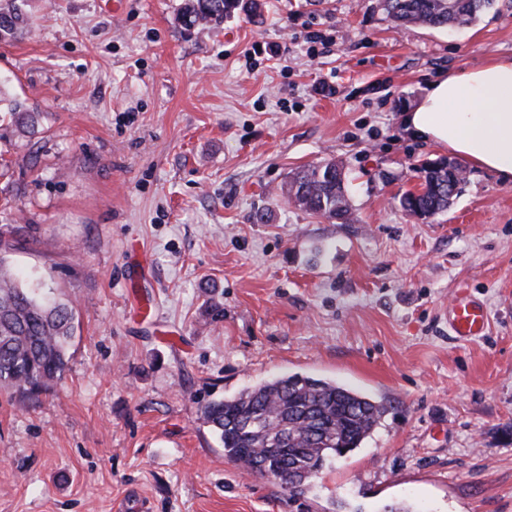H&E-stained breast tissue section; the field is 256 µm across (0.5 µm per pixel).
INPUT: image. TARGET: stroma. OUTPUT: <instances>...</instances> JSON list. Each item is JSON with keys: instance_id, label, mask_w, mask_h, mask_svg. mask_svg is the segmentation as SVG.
<instances>
[{"instance_id": "obj_1", "label": "stroma", "mask_w": 512, "mask_h": 512, "mask_svg": "<svg viewBox=\"0 0 512 512\" xmlns=\"http://www.w3.org/2000/svg\"><path fill=\"white\" fill-rule=\"evenodd\" d=\"M261 2L187 30L182 0H22L26 35L0 42V90L43 115L29 139L0 124L7 259L75 310L51 391L0 389V512H512V181L469 164L447 211L400 206L414 164L451 157L402 112L512 54V0L459 29L395 26L376 0ZM326 160L352 223L283 190ZM462 292L482 338L448 329ZM291 374L388 407L294 498L200 413Z\"/></svg>"}]
</instances>
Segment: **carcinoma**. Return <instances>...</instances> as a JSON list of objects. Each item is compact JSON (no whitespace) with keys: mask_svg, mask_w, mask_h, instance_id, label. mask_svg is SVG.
<instances>
[{"mask_svg":"<svg viewBox=\"0 0 512 512\" xmlns=\"http://www.w3.org/2000/svg\"><path fill=\"white\" fill-rule=\"evenodd\" d=\"M495 0H386L382 12L398 26L462 28L493 7ZM258 17L257 0H184L181 16L187 28L220 23L235 14ZM18 0H0V40L26 34ZM5 113L15 132L32 137L41 115L11 101ZM336 177L328 179V167ZM414 172L420 190L400 199L418 219L446 210L457 193L448 168ZM343 166L326 161L298 172L287 184L288 198L327 220L349 224L351 205ZM0 231V388L33 401L61 379L74 335L72 305L48 296L40 281L26 283L11 274L5 253L9 243ZM387 407L368 395L332 381L301 375L272 378L236 395L213 400L201 408L203 420L224 448V456L250 474H258L302 495L331 457L351 452L369 438Z\"/></svg>","mask_w":512,"mask_h":512,"instance_id":"1","label":"carcinoma"}]
</instances>
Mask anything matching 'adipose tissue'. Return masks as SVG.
I'll list each match as a JSON object with an SVG mask.
<instances>
[{
    "label": "adipose tissue",
    "mask_w": 512,
    "mask_h": 512,
    "mask_svg": "<svg viewBox=\"0 0 512 512\" xmlns=\"http://www.w3.org/2000/svg\"><path fill=\"white\" fill-rule=\"evenodd\" d=\"M402 123L473 166L512 179V55L433 82Z\"/></svg>",
    "instance_id": "obj_1"
}]
</instances>
